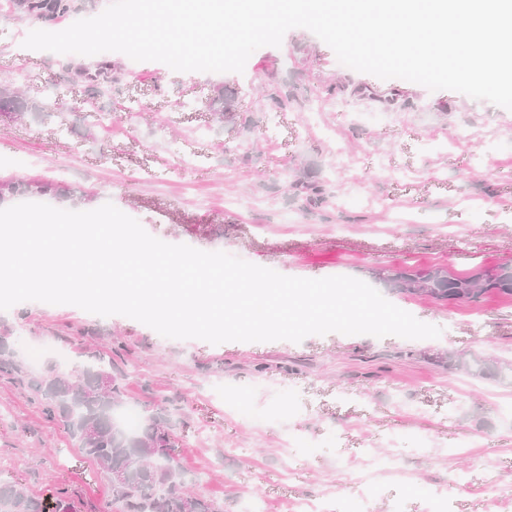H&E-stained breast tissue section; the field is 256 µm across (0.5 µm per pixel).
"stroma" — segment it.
Wrapping results in <instances>:
<instances>
[{
  "label": "stroma",
  "instance_id": "stroma-1",
  "mask_svg": "<svg viewBox=\"0 0 512 512\" xmlns=\"http://www.w3.org/2000/svg\"><path fill=\"white\" fill-rule=\"evenodd\" d=\"M38 24L0 7V82L41 105L0 120V181H44L54 207L113 203L169 244L223 251L283 275L445 266L475 274L512 260V111L340 64L304 28L265 46L243 73L175 72L110 53L115 80L86 117L67 64L99 56L24 48ZM335 94H327L328 86ZM232 92L236 117L208 101ZM288 89L285 110L270 99ZM323 185L311 205L301 185ZM436 339L329 333L294 343L177 340L134 319L28 301L0 311L25 370L70 372L112 359L126 404L173 414L188 486L222 512H512V298L434 302L382 288ZM499 360L483 378L443 353ZM0 482L55 507L110 512L107 474L0 371Z\"/></svg>",
  "mask_w": 512,
  "mask_h": 512
}]
</instances>
